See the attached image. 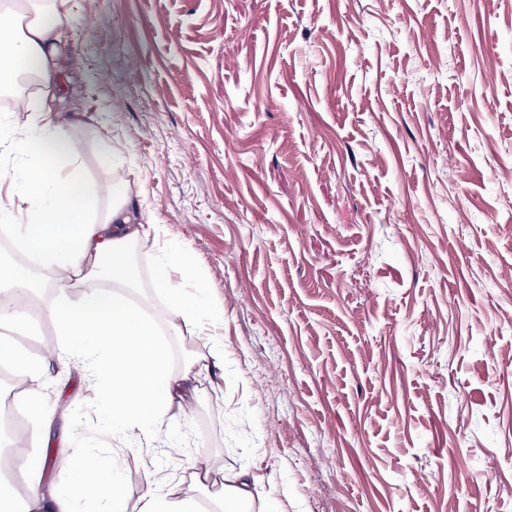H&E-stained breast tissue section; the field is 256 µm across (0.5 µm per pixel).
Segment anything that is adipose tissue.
<instances>
[{
  "instance_id": "obj_1",
  "label": "adipose tissue",
  "mask_w": 512,
  "mask_h": 512,
  "mask_svg": "<svg viewBox=\"0 0 512 512\" xmlns=\"http://www.w3.org/2000/svg\"><path fill=\"white\" fill-rule=\"evenodd\" d=\"M69 0H0V89L12 88L22 69L38 79L40 93L26 100L29 135L0 134V177L13 189L0 199V219H10L12 244L22 264L0 263V363L10 364L27 384L22 402L44 425L55 411L46 399L43 366L13 340L26 326L29 303L42 291L32 269L47 268L56 277L49 286L56 299L49 314L61 337L56 358L76 365L103 401L112 429L125 438L159 441L174 398L210 369H223L224 353L191 362L173 377L156 320L135 298L133 246H148L158 227L145 219L125 179L101 185L83 173L71 130L77 117L58 107L68 78L64 39L74 17ZM177 271L190 282L185 291L167 276ZM165 304L167 330L194 336L202 319L224 320L222 307L208 298L206 280L186 249L172 246L162 256L153 283ZM58 467L72 476L61 491L45 492L41 477ZM115 472L95 449L71 447L61 455L43 454L30 469L28 495L17 501L8 480L0 479V512H79L80 505L110 504ZM138 512H201L192 490L174 497L148 484Z\"/></svg>"
}]
</instances>
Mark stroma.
Listing matches in <instances>:
<instances>
[{"label": "stroma", "instance_id": "obj_1", "mask_svg": "<svg viewBox=\"0 0 512 512\" xmlns=\"http://www.w3.org/2000/svg\"><path fill=\"white\" fill-rule=\"evenodd\" d=\"M61 105L97 183L127 179L186 244L224 321L165 337L175 399L147 472L249 469L253 512H512V0H69ZM110 139V162L99 144ZM45 289L19 341L57 425L112 431L50 356ZM16 460L63 449L24 418Z\"/></svg>", "mask_w": 512, "mask_h": 512}]
</instances>
